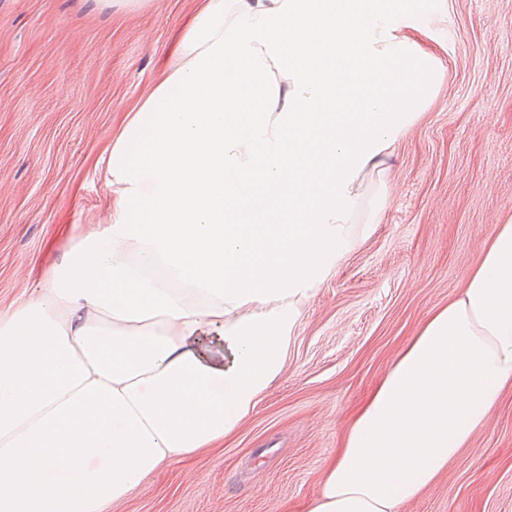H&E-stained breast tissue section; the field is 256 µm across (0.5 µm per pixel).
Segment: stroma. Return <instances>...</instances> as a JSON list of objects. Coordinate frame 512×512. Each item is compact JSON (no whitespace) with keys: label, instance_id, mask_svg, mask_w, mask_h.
Here are the masks:
<instances>
[{"label":"stroma","instance_id":"1","mask_svg":"<svg viewBox=\"0 0 512 512\" xmlns=\"http://www.w3.org/2000/svg\"><path fill=\"white\" fill-rule=\"evenodd\" d=\"M199 0H0V318L108 221L99 161L163 79ZM409 36L444 68L364 210L388 203L305 305L286 367L222 446L164 466L110 512H305L343 428L427 313L512 216V0H431ZM400 512H512V390Z\"/></svg>","mask_w":512,"mask_h":512}]
</instances>
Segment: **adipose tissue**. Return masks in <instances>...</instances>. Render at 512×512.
Wrapping results in <instances>:
<instances>
[{"label": "adipose tissue", "instance_id": "adipose-tissue-1", "mask_svg": "<svg viewBox=\"0 0 512 512\" xmlns=\"http://www.w3.org/2000/svg\"><path fill=\"white\" fill-rule=\"evenodd\" d=\"M418 11L200 0L102 159L108 222L0 321V512H106L241 426L358 244L362 175L443 76L398 21ZM510 387L512 218L389 363L307 512H399Z\"/></svg>", "mask_w": 512, "mask_h": 512}]
</instances>
